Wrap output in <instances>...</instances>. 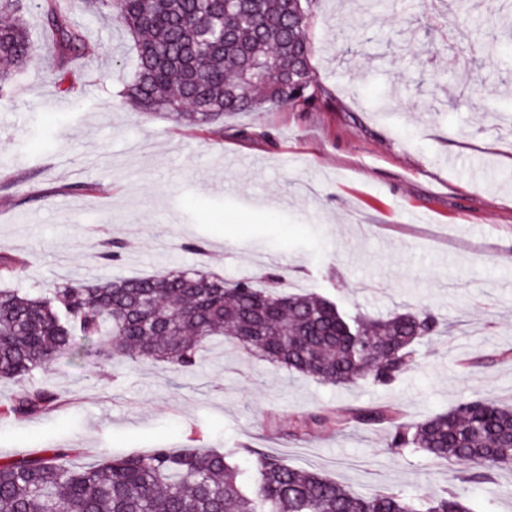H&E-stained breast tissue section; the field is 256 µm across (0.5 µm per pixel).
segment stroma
Here are the masks:
<instances>
[{"mask_svg": "<svg viewBox=\"0 0 512 512\" xmlns=\"http://www.w3.org/2000/svg\"><path fill=\"white\" fill-rule=\"evenodd\" d=\"M316 0L308 34L314 110L289 104L230 115L223 131L190 130L124 104L131 42L69 0L96 46L69 64L17 73L0 98V250L22 265L0 288L38 295L69 279L203 269L235 281L274 269L288 291H314L350 313L409 303L453 325L418 348L391 387L318 384L215 341L184 372L94 357L59 359L20 388L65 395L56 411L0 417V460L62 448L81 463L158 447L240 450L314 469L367 491L430 496L448 465L391 453L381 427L337 431L291 424L346 407L399 405L419 420L485 393L512 404V358L461 373L458 362L512 350V44L484 37L512 0H467L475 27L457 31V0ZM218 181V191L206 183ZM123 240L112 267L103 239ZM203 241L204 252L189 242ZM477 512H512V472L475 488Z\"/></svg>", "mask_w": 512, "mask_h": 512, "instance_id": "stroma-1", "label": "stroma"}]
</instances>
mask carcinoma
Masks as SVG:
<instances>
[{
  "label": "carcinoma",
  "mask_w": 512,
  "mask_h": 512,
  "mask_svg": "<svg viewBox=\"0 0 512 512\" xmlns=\"http://www.w3.org/2000/svg\"><path fill=\"white\" fill-rule=\"evenodd\" d=\"M68 0L44 12L59 87L72 90L66 65L95 53L72 22ZM311 0H86L132 39L135 72L125 102L145 115L165 113L180 126L204 129L224 116L288 103L303 110L325 95L311 67L306 35ZM24 0H0V97L13 75L42 59L29 35ZM110 240L101 263L121 260ZM229 283L201 270L65 282L48 295L0 289V380L19 382L46 370L82 343L117 363L195 367L207 342L224 336L248 353L324 385L390 387L416 363V347L444 333L428 309L405 305L372 318L350 314L313 292L281 290L275 271ZM64 399L48 389L17 394L3 413L54 411ZM338 430L384 426L387 447L421 452L452 467L439 495L420 501L405 491L363 492L319 472L257 454L244 468L239 452L155 448L88 467L49 449L0 462V512H478L469 489L512 472V406L489 394L460 399L445 412L409 421L399 407H351L300 422Z\"/></svg>",
  "instance_id": "cac0c4a2"
}]
</instances>
